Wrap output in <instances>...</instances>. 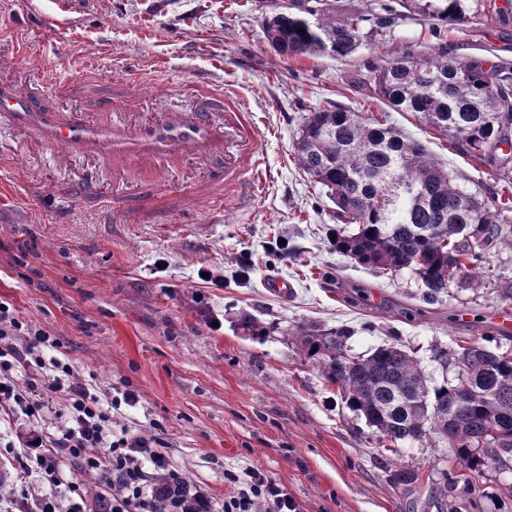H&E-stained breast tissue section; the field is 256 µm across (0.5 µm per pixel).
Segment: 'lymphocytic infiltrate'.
<instances>
[{"mask_svg": "<svg viewBox=\"0 0 512 512\" xmlns=\"http://www.w3.org/2000/svg\"><path fill=\"white\" fill-rule=\"evenodd\" d=\"M15 336L24 338V348L10 346ZM55 346L47 332L24 324L7 304L0 303V403L36 417L44 407L46 393H65L68 402L63 423L54 431L35 435L18 453V479L37 472L47 481H56L57 451L62 448L81 459L87 469L111 473L114 492L99 512H151L143 491L144 467L149 464L154 470H167L160 439L113 438L112 418L84 380L58 358H45V351ZM21 365L31 368L32 374L20 386L12 372ZM224 479L233 488L224 499V512H299L296 501L259 470L229 471Z\"/></svg>", "mask_w": 512, "mask_h": 512, "instance_id": "f902f5d3", "label": "lymphocytic infiltrate"}]
</instances>
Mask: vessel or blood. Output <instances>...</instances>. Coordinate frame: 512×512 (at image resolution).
<instances>
[{"label":"vessel or blood","mask_w":512,"mask_h":512,"mask_svg":"<svg viewBox=\"0 0 512 512\" xmlns=\"http://www.w3.org/2000/svg\"><path fill=\"white\" fill-rule=\"evenodd\" d=\"M23 51L19 38L0 34V123L22 140L34 141L56 159L94 160L112 169V194H104L92 174L62 182L60 198H94L107 217L132 212L144 222L143 210H128L121 186L140 184L143 167L158 169L156 187H164L166 164L197 158L208 167L209 188L254 194L268 176L255 148L254 122L237 99L209 84L195 85L161 111L153 101L115 86L95 91V66H82L78 81L49 74H29L17 66Z\"/></svg>","instance_id":"b4317fda"}]
</instances>
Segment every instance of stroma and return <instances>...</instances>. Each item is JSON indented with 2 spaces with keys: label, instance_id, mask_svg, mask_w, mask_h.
Instances as JSON below:
<instances>
[{
  "label": "stroma",
  "instance_id": "1",
  "mask_svg": "<svg viewBox=\"0 0 512 512\" xmlns=\"http://www.w3.org/2000/svg\"><path fill=\"white\" fill-rule=\"evenodd\" d=\"M55 0H0V34L26 44L22 66L79 78L95 58L102 88L143 92L164 107L205 81L243 101L256 126L269 181L251 198L223 205L202 199L203 171L181 165L188 193L182 212L156 209L146 224L105 222L91 204L29 194V179L53 188L80 177L54 160L13 154L15 135L0 126V301L60 341L61 360L109 406L114 434L156 436L169 468L191 478L211 512H224L225 471L254 468L296 500L300 512H444L438 470L454 465L445 443L374 447L375 436L302 364L285 329L309 323L352 330L356 355L392 341L433 376L436 349L456 351L512 311V248L493 253L478 280L461 278L429 303L409 272L362 266L336 252L335 206L298 167L294 143L310 112L339 106L386 121L421 140L467 192H512V164L496 169L452 148L421 114L396 112L354 84L361 48L346 59L276 53L264 35L271 0H85L76 24L42 28L37 15ZM506 0H482L478 17L449 27L455 57L512 65V21L499 24ZM288 279L282 299L265 282ZM268 326L260 338L239 329L243 315ZM133 391L136 403L125 402ZM66 404L54 393L42 416L0 407V462L12 463L31 432L54 425ZM394 469L416 483L390 482ZM62 482L40 475L11 479L0 512H29L45 496L97 512L112 482L62 458Z\"/></svg>",
  "mask_w": 512,
  "mask_h": 512
}]
</instances>
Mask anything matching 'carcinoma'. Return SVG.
<instances>
[{
    "label": "carcinoma",
    "mask_w": 512,
    "mask_h": 512,
    "mask_svg": "<svg viewBox=\"0 0 512 512\" xmlns=\"http://www.w3.org/2000/svg\"><path fill=\"white\" fill-rule=\"evenodd\" d=\"M306 9L274 6L264 17L266 40L283 57L343 59L361 47L374 50L405 14L432 21V52L405 50L364 63L357 83L396 112H416L448 133L458 149L490 167L512 159V66L462 61L448 51L442 27L466 18L464 0H363L347 8L339 0H303ZM511 148L499 157L504 147ZM299 167L326 189L336 220L355 226L336 236V251L358 264L408 271L433 302L457 278L489 267L499 247H512L504 224L512 199L466 192L429 154L426 146L395 127L359 113L329 107L306 116L295 142ZM439 231L432 232L433 227ZM301 360L315 367L366 424L376 442L446 441L467 472L439 469L450 512H485L477 480L512 460V355L495 339L474 342L437 360L457 368V377L436 382L397 342L368 355L350 353L344 327L317 325L287 331ZM474 391L455 405L461 380ZM152 512H209L188 477L155 479Z\"/></svg>",
    "instance_id": "cac0c4a2"
}]
</instances>
